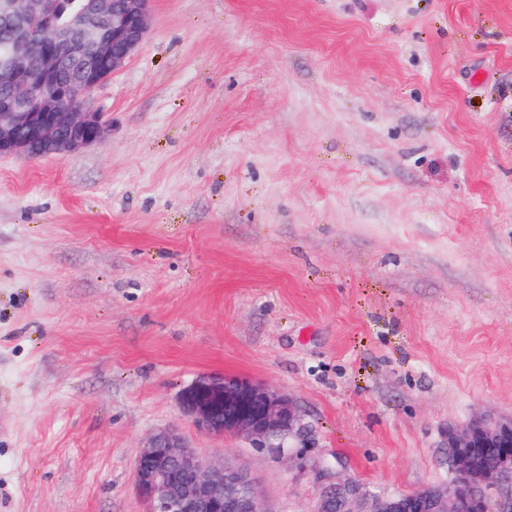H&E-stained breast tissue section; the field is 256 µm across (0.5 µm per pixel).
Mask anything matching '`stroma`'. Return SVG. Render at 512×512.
Here are the masks:
<instances>
[{"label": "stroma", "instance_id": "35a3bbf8", "mask_svg": "<svg viewBox=\"0 0 512 512\" xmlns=\"http://www.w3.org/2000/svg\"><path fill=\"white\" fill-rule=\"evenodd\" d=\"M92 99L102 142L0 156V512H146L164 428L315 512L512 417V0H152ZM210 373L305 437L200 432ZM179 404L209 434L243 436L273 454H284L288 441L305 430L290 396L248 379L200 375L182 389Z\"/></svg>", "mask_w": 512, "mask_h": 512}]
</instances>
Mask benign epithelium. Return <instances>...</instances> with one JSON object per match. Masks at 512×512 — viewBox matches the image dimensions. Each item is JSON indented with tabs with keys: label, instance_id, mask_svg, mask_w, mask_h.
I'll return each mask as SVG.
<instances>
[{
	"label": "benign epithelium",
	"instance_id": "7a95c632",
	"mask_svg": "<svg viewBox=\"0 0 512 512\" xmlns=\"http://www.w3.org/2000/svg\"><path fill=\"white\" fill-rule=\"evenodd\" d=\"M150 2L86 0L73 9L70 0H3L11 33L0 59L7 84L0 94V156L39 158L104 139V113L91 94L142 44ZM179 404L204 431L243 436L274 454L305 430L290 396L248 379L200 375L182 389ZM478 448L498 449L500 464L479 467ZM448 466L453 480L417 499L376 497L361 511L351 493L331 489L316 512H492L486 490L512 475V419L484 414L448 428ZM135 486L149 512H267L248 470L202 457L173 430L150 436Z\"/></svg>",
	"mask_w": 512,
	"mask_h": 512
}]
</instances>
